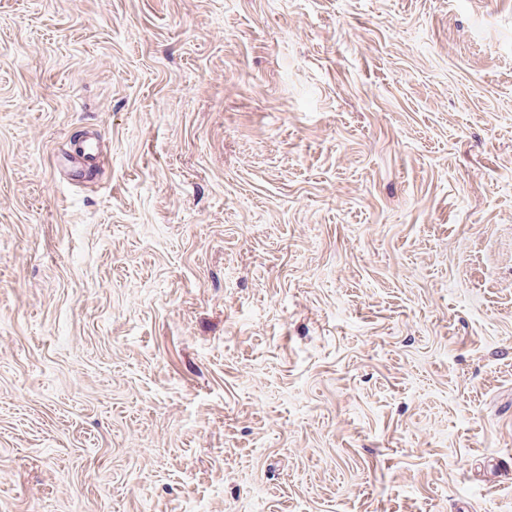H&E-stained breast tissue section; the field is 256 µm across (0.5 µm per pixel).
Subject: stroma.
<instances>
[{
  "mask_svg": "<svg viewBox=\"0 0 512 512\" xmlns=\"http://www.w3.org/2000/svg\"><path fill=\"white\" fill-rule=\"evenodd\" d=\"M256 507L512 512V0H0V512ZM101 138L98 133L92 131L89 136L84 140L75 142L72 146V155L75 156V160H71V156L65 155L67 162L71 165L79 158L84 161L87 166H91L96 160L99 159L101 152Z\"/></svg>",
  "mask_w": 512,
  "mask_h": 512,
  "instance_id": "35a3bbf8",
  "label": "stroma"
}]
</instances>
